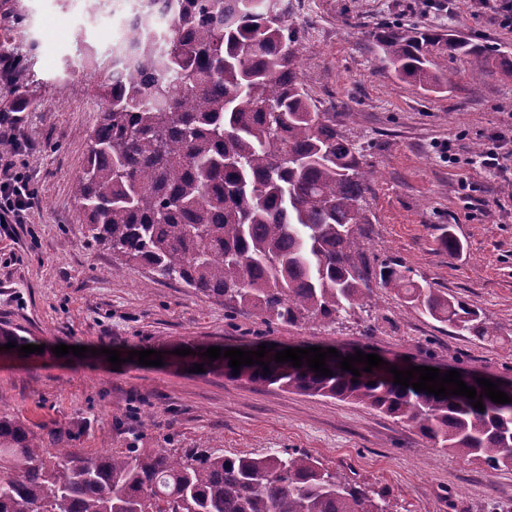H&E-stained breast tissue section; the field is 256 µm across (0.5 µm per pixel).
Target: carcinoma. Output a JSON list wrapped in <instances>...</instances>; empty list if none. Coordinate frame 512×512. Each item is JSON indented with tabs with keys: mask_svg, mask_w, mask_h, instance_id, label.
<instances>
[{
	"mask_svg": "<svg viewBox=\"0 0 512 512\" xmlns=\"http://www.w3.org/2000/svg\"><path fill=\"white\" fill-rule=\"evenodd\" d=\"M282 0H167L166 27L154 10L94 66L103 102L87 131L88 153L74 179L87 237L123 265L149 266L160 277L233 308H249L268 326L329 325L372 305L361 225L371 171L356 146L318 111L301 80L302 52ZM375 43L398 79L439 86L448 53L492 54L480 43L435 31L387 26ZM135 72L118 86L119 59ZM381 287L481 344L501 328L465 302L414 279L389 262ZM194 361L224 376L310 396L361 404L415 427L448 454L491 469H512V402L483 396L460 372L485 410L464 396L437 397L393 383L389 364L356 378L325 359L333 376L304 364L244 365ZM0 512H393L373 487L326 468L299 451L257 455L121 448L94 456L44 438L0 415Z\"/></svg>",
	"mask_w": 512,
	"mask_h": 512,
	"instance_id": "obj_1",
	"label": "carcinoma"
}]
</instances>
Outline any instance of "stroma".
Here are the masks:
<instances>
[{"mask_svg":"<svg viewBox=\"0 0 512 512\" xmlns=\"http://www.w3.org/2000/svg\"><path fill=\"white\" fill-rule=\"evenodd\" d=\"M88 24L85 0H0V152L28 176L36 203L27 223L0 226V328L43 346L0 358V414L44 437L103 453L140 448L261 454L308 453L389 493L395 512H512V470L448 454L419 431L362 405L288 392L223 371L190 372L180 361L142 366L133 350L189 343L365 349L387 357L512 377V184L466 165L487 134L512 122V29L424 0H310L288 23L303 52L301 79L320 111L353 141L369 184L362 227L366 263L391 261L458 297L502 328L496 346L376 289V311L328 327L266 328L255 314L165 280L147 267H118L86 235L72 194L87 153L83 131L102 103L93 52L119 37L131 0ZM388 25L436 29L495 47L492 56H449L448 84L429 91L398 80L375 46ZM24 109L13 115L12 104ZM457 163H449V154ZM454 234L462 247L443 246ZM85 346V357L53 352ZM125 361L112 370L105 352Z\"/></svg>","mask_w":512,"mask_h":512,"instance_id":"obj_1","label":"stroma"}]
</instances>
